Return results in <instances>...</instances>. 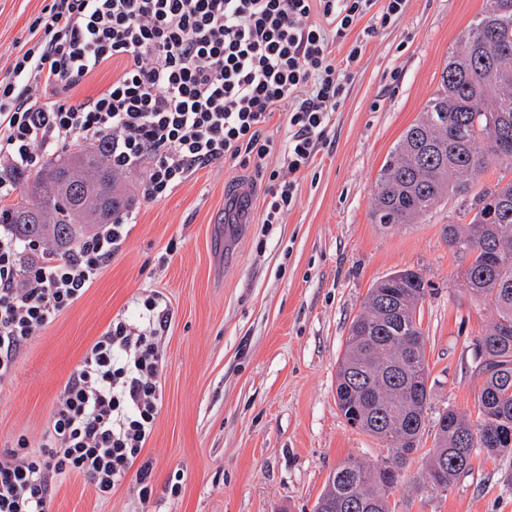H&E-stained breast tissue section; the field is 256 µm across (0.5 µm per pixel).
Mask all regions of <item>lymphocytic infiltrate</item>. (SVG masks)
I'll use <instances>...</instances> for the list:
<instances>
[{
	"label": "lymphocytic infiltrate",
	"mask_w": 512,
	"mask_h": 512,
	"mask_svg": "<svg viewBox=\"0 0 512 512\" xmlns=\"http://www.w3.org/2000/svg\"><path fill=\"white\" fill-rule=\"evenodd\" d=\"M406 3L51 0L0 80V204L17 193L14 172L40 167L59 144L105 140L113 169L141 170L138 192L151 201L208 165L252 168L269 185L263 226L281 223L345 102L365 40L391 27ZM358 26L362 38L334 60L330 41L347 43ZM115 59L124 63L119 77L69 102L81 79ZM277 113L288 134L280 152L264 132ZM276 153L280 163L269 165ZM129 234L122 216L59 255L0 233V381ZM160 300L156 291L143 298L146 328L112 320L87 349L53 408L41 454L23 437L0 452V512H49L57 480L71 474L100 499L130 476L149 495L153 463L142 450L162 399Z\"/></svg>",
	"instance_id": "lymphocytic-infiltrate-1"
}]
</instances>
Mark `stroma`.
Listing matches in <instances>:
<instances>
[{
    "mask_svg": "<svg viewBox=\"0 0 512 512\" xmlns=\"http://www.w3.org/2000/svg\"><path fill=\"white\" fill-rule=\"evenodd\" d=\"M50 0H0V78ZM482 0H408L402 17L369 39L335 112L329 142L282 223L262 232L265 188L222 164L197 170L160 201L138 197L139 172L123 173L133 226L87 292L19 353L0 382V450L26 437L41 453L60 392L115 317L139 323L145 291L161 293L167 366L162 402L143 457L152 493L133 479L100 500L82 478L55 485L49 512H312L345 459L385 454L353 431L336 406V366L370 286L391 272H419L431 388L425 439L443 410L473 414L481 379L474 347L494 311L457 278L463 263L443 227L460 201L420 224H377L379 170L437 92L449 53ZM180 474V491L168 482ZM424 474L413 454L392 494L399 512H512V453L475 456L446 497L421 509Z\"/></svg>",
    "mask_w": 512,
    "mask_h": 512,
    "instance_id": "stroma-1",
    "label": "stroma"
}]
</instances>
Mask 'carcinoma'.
<instances>
[{
	"label": "carcinoma",
	"mask_w": 512,
	"mask_h": 512,
	"mask_svg": "<svg viewBox=\"0 0 512 512\" xmlns=\"http://www.w3.org/2000/svg\"><path fill=\"white\" fill-rule=\"evenodd\" d=\"M512 0H483L480 13L448 56L438 91L402 133L380 169L372 197L376 224H417L453 198L472 197L444 228L448 248L466 261L462 286L496 318L475 345L483 383L476 418L445 410L435 422L433 448L415 497L426 506L448 494L477 455L494 459L512 449V179L485 186L495 163L512 160ZM23 186L0 209V224L18 237L49 243L62 253L86 224H108L128 203L102 143L79 142L38 170H21ZM428 283L397 270L368 289L336 368V405L353 430L376 439L388 454L371 466L347 458L332 472L313 512H397V483L385 471L403 470L423 447L431 397L422 303Z\"/></svg>",
	"instance_id": "carcinoma-1"
}]
</instances>
